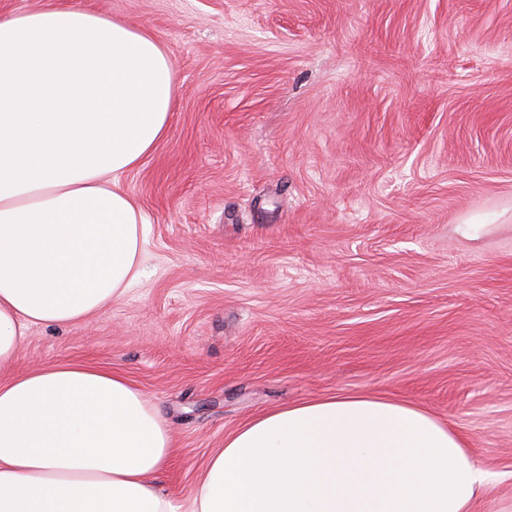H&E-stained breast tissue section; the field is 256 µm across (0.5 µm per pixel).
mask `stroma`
<instances>
[{
	"mask_svg": "<svg viewBox=\"0 0 512 512\" xmlns=\"http://www.w3.org/2000/svg\"><path fill=\"white\" fill-rule=\"evenodd\" d=\"M176 69L125 178L143 276L31 328L0 383L58 362L158 405L180 502L226 434L298 401L420 404L512 501V0H70Z\"/></svg>",
	"mask_w": 512,
	"mask_h": 512,
	"instance_id": "35a3bbf8",
	"label": "stroma"
}]
</instances>
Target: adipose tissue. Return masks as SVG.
Instances as JSON below:
<instances>
[{
  "instance_id": "adipose-tissue-1",
  "label": "adipose tissue",
  "mask_w": 512,
  "mask_h": 512,
  "mask_svg": "<svg viewBox=\"0 0 512 512\" xmlns=\"http://www.w3.org/2000/svg\"><path fill=\"white\" fill-rule=\"evenodd\" d=\"M175 67L136 26L57 0L0 16V368L36 325L138 284L147 218L123 185L165 137ZM125 375L81 362L0 384V512H474L495 475L425 408L350 393L259 414L183 503L173 453Z\"/></svg>"
}]
</instances>
